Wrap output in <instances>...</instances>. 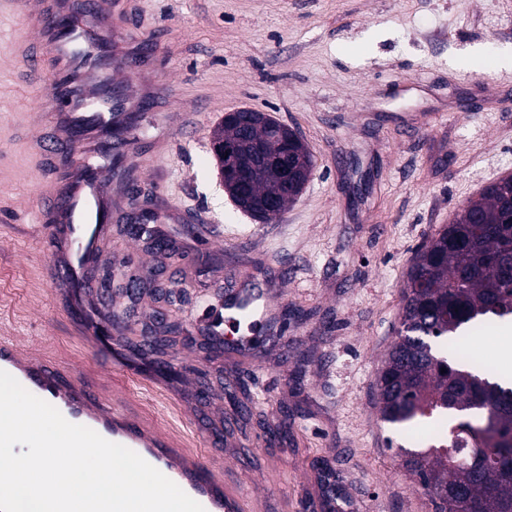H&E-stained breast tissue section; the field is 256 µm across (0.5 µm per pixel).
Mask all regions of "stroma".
<instances>
[{
	"instance_id": "1",
	"label": "stroma",
	"mask_w": 512,
	"mask_h": 512,
	"mask_svg": "<svg viewBox=\"0 0 512 512\" xmlns=\"http://www.w3.org/2000/svg\"><path fill=\"white\" fill-rule=\"evenodd\" d=\"M116 34L141 53L144 133L112 181L98 276L136 277L135 209L173 243L155 255L181 333L168 384L135 383L161 428L222 463L252 512H434L402 466L418 440L380 419L376 377L397 335L420 246L484 186L512 174V0H129ZM21 15L0 10V327L111 388L112 351L71 336L34 230L39 185L60 179L34 140L38 98ZM270 113L297 130L315 168L284 217L258 224L224 191L211 134L225 113ZM280 282L287 327L246 358L201 350L205 295L243 269ZM252 412L212 446L238 405ZM199 407L201 429L181 412ZM261 462L238 476L239 455Z\"/></svg>"
}]
</instances>
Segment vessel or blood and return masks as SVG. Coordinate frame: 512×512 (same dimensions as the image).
Segmentation results:
<instances>
[{"label":"vessel or blood","mask_w":512,"mask_h":512,"mask_svg":"<svg viewBox=\"0 0 512 512\" xmlns=\"http://www.w3.org/2000/svg\"><path fill=\"white\" fill-rule=\"evenodd\" d=\"M22 14L28 29L47 46V54L30 58L28 66L39 83L42 109L57 124L56 140H40V148L54 152L57 142L68 147L67 178L42 186L47 233L54 254L47 268L49 281L63 297L73 318L71 334L102 336L104 329L84 308L106 299L88 269L109 236L112 199L107 194L100 161L112 142L105 133L112 125L113 107L126 103L128 84H115L113 68L135 76L134 58L113 61L112 50L101 47L97 27L111 21L110 0H8ZM69 17L70 31L59 35L57 20ZM225 309L255 313L254 328L268 334L276 328L279 298L251 273L240 276L226 294ZM0 370L25 389L54 406L73 424L86 426L104 439L140 455L177 484L205 512H249L250 497L237 484H228L223 466L207 462L176 435L159 428L127 389L104 395L77 380L73 366L24 345L12 330L0 331Z\"/></svg>","instance_id":"b4317fda"}]
</instances>
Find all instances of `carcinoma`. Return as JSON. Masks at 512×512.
Returning a JSON list of instances; mask_svg holds the SVG:
<instances>
[{"label": "carcinoma", "mask_w": 512, "mask_h": 512, "mask_svg": "<svg viewBox=\"0 0 512 512\" xmlns=\"http://www.w3.org/2000/svg\"><path fill=\"white\" fill-rule=\"evenodd\" d=\"M229 151L244 157L240 129L223 121ZM256 198L281 196L258 179ZM512 176L488 185L418 251L407 273L397 338L377 379L382 420L403 434L430 419L439 448H399L435 512H512V388L479 374L460 341L474 322L512 321Z\"/></svg>", "instance_id": "carcinoma-1"}]
</instances>
